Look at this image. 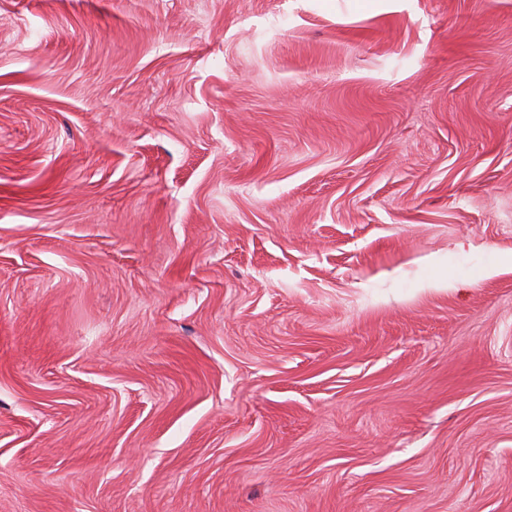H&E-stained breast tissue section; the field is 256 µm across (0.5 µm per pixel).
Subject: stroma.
<instances>
[{"mask_svg":"<svg viewBox=\"0 0 512 512\" xmlns=\"http://www.w3.org/2000/svg\"><path fill=\"white\" fill-rule=\"evenodd\" d=\"M0 512H512V0H0Z\"/></svg>","mask_w":512,"mask_h":512,"instance_id":"stroma-1","label":"stroma"}]
</instances>
